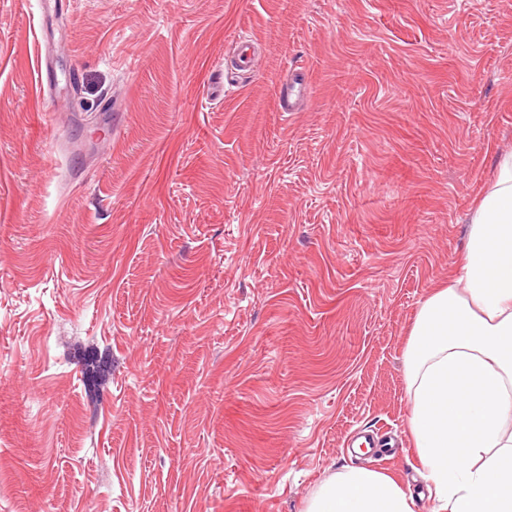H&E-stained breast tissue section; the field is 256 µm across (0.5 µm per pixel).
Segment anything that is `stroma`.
Returning <instances> with one entry per match:
<instances>
[{
  "label": "stroma",
  "instance_id": "1",
  "mask_svg": "<svg viewBox=\"0 0 512 512\" xmlns=\"http://www.w3.org/2000/svg\"><path fill=\"white\" fill-rule=\"evenodd\" d=\"M510 152L507 0H0V512H432L402 355ZM307 512H414V501L389 476L353 467L326 479L313 494Z\"/></svg>",
  "mask_w": 512,
  "mask_h": 512
}]
</instances>
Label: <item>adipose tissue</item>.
<instances>
[{"label":"adipose tissue","mask_w":512,"mask_h":512,"mask_svg":"<svg viewBox=\"0 0 512 512\" xmlns=\"http://www.w3.org/2000/svg\"><path fill=\"white\" fill-rule=\"evenodd\" d=\"M403 361L434 512H512V153L496 161L456 282L420 304ZM307 512H414V501L353 467L326 479Z\"/></svg>","instance_id":"1"}]
</instances>
